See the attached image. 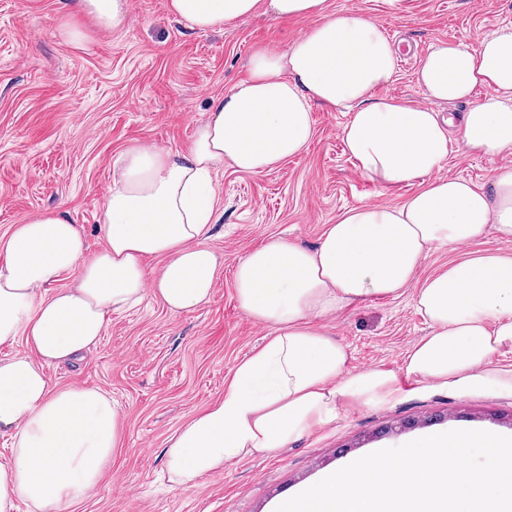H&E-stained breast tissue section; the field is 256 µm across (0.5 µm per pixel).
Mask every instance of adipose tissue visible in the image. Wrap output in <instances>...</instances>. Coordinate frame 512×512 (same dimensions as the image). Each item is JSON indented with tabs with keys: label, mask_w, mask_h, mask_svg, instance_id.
<instances>
[{
	"label": "adipose tissue",
	"mask_w": 512,
	"mask_h": 512,
	"mask_svg": "<svg viewBox=\"0 0 512 512\" xmlns=\"http://www.w3.org/2000/svg\"><path fill=\"white\" fill-rule=\"evenodd\" d=\"M326 0H167L169 14L202 34L265 11L314 18L289 46H261L247 75L217 98L189 145H128L116 161L102 219L104 244L49 210L0 235V512H70L99 485L121 446L122 411L99 388L59 386L48 366L84 359L110 314L153 295L177 313L209 302L220 266L206 239L215 218L212 172L226 163L262 174L301 153L313 136L312 104L348 112L345 150L386 188L413 187L397 207L359 206L327 225L318 245L276 238L246 252L234 274L237 301L269 328L224 394L166 441L165 475L183 489L244 457H266L350 410L388 403L408 383L493 387L512 393V255L467 254L419 278L437 247L512 241V30L478 51L443 42L417 72L427 98L467 103L465 147L494 160L488 184L442 176L452 120L422 105L377 96L396 53L370 18L328 11ZM71 12L100 30L121 29L129 0H74ZM161 258L150 267L148 258ZM73 285L57 288L71 269ZM414 288L429 325L399 369L354 368L324 327L366 302Z\"/></svg>",
	"instance_id": "adipose-tissue-1"
}]
</instances>
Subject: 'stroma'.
Wrapping results in <instances>:
<instances>
[{"label": "stroma", "mask_w": 512, "mask_h": 512, "mask_svg": "<svg viewBox=\"0 0 512 512\" xmlns=\"http://www.w3.org/2000/svg\"><path fill=\"white\" fill-rule=\"evenodd\" d=\"M129 5L124 28L89 29L77 47L60 33L67 0H0V234L56 209L82 228L88 253L98 251L121 152L134 142L183 148L211 101L245 76L254 48L285 46L313 25L260 12L200 34L170 16L166 0ZM326 7L373 19L398 53L413 52L414 63L397 66L378 93L414 105L425 97L417 63L432 45L460 42L475 51L487 35L512 29V0H326ZM311 111L313 137L300 155L258 175L229 166L216 171L217 222L208 244L221 266L208 304L173 314L146 298L111 314L84 361L48 367L56 384L101 388L123 412L121 448L72 512H273L297 488L374 448L455 426L512 434L510 393L411 384L398 400L351 411L271 456L232 462L197 487L168 483L167 438L223 396L236 364L268 334L237 303V261L280 236L316 246L348 208L396 207L412 193L384 189L352 165L342 140L348 113L317 104ZM494 166L456 138L443 173L483 185ZM326 327L355 368H398L427 332L411 288L359 305Z\"/></svg>", "instance_id": "1"}]
</instances>
